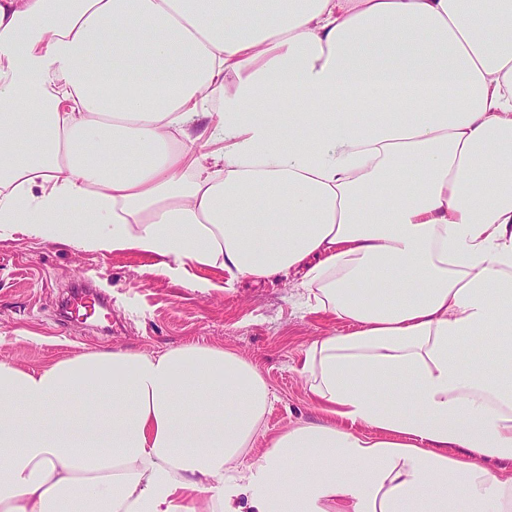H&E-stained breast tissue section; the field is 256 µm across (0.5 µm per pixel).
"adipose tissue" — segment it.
<instances>
[{
	"mask_svg": "<svg viewBox=\"0 0 512 512\" xmlns=\"http://www.w3.org/2000/svg\"><path fill=\"white\" fill-rule=\"evenodd\" d=\"M19 226L350 330L255 457L233 351L0 361V512H512V0H0Z\"/></svg>",
	"mask_w": 512,
	"mask_h": 512,
	"instance_id": "adipose-tissue-1",
	"label": "adipose tissue"
}]
</instances>
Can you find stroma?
<instances>
[{"label":"stroma","instance_id":"stroma-1","mask_svg":"<svg viewBox=\"0 0 512 512\" xmlns=\"http://www.w3.org/2000/svg\"><path fill=\"white\" fill-rule=\"evenodd\" d=\"M155 264L133 252L75 251L21 232L0 242V360L40 368L96 350L223 347L253 364L272 392L256 451L288 426L321 419L298 371L300 360L315 337L348 326L331 314L301 309L300 275L261 284L245 280L226 291L223 272L197 266L192 275L213 284L202 292L171 280ZM79 278L110 295L111 332L98 321H60L62 294Z\"/></svg>","mask_w":512,"mask_h":512}]
</instances>
